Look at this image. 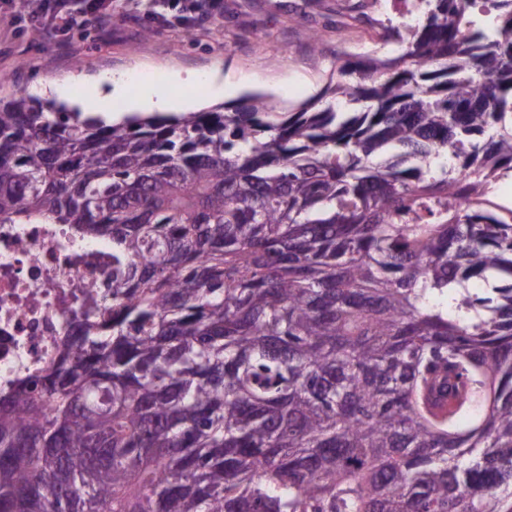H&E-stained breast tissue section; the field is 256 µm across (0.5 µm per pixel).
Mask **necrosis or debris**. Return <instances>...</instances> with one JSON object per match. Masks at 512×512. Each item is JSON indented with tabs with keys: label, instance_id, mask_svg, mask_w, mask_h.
<instances>
[{
	"label": "necrosis or debris",
	"instance_id": "4bbe7bcc",
	"mask_svg": "<svg viewBox=\"0 0 512 512\" xmlns=\"http://www.w3.org/2000/svg\"><path fill=\"white\" fill-rule=\"evenodd\" d=\"M112 279V242L67 224H0V395L50 365Z\"/></svg>",
	"mask_w": 512,
	"mask_h": 512
}]
</instances>
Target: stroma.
Returning a JSON list of instances; mask_svg holds the SVG:
<instances>
[{
  "mask_svg": "<svg viewBox=\"0 0 512 512\" xmlns=\"http://www.w3.org/2000/svg\"><path fill=\"white\" fill-rule=\"evenodd\" d=\"M403 0H215L212 19L193 25L170 11L156 21L136 0H114L112 19H85L44 37L25 0H0V99L39 91L67 103L85 96L75 75H128L153 85L186 112H232L266 96L280 112L318 111L340 59L396 55L393 25L415 24ZM221 62L223 94L202 101L198 87L172 83L177 70L208 75Z\"/></svg>",
  "mask_w": 512,
  "mask_h": 512,
  "instance_id": "obj_1",
  "label": "stroma"
}]
</instances>
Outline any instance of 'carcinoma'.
<instances>
[{
    "instance_id": "carcinoma-1",
    "label": "carcinoma",
    "mask_w": 512,
    "mask_h": 512,
    "mask_svg": "<svg viewBox=\"0 0 512 512\" xmlns=\"http://www.w3.org/2000/svg\"><path fill=\"white\" fill-rule=\"evenodd\" d=\"M411 11L337 67L363 112L0 100V224L112 238L0 396V512H512V0Z\"/></svg>"
}]
</instances>
